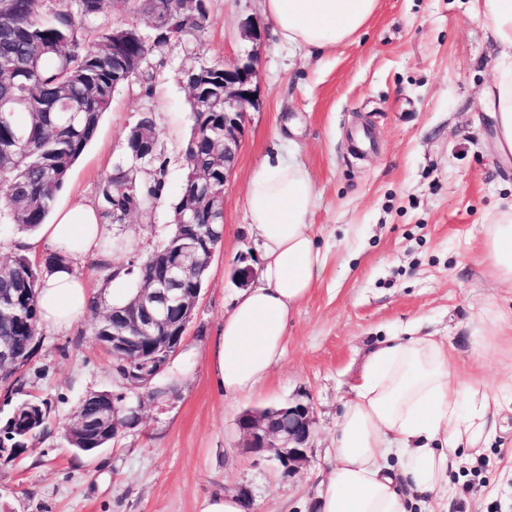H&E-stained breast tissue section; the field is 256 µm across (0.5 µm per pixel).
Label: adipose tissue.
Returning <instances> with one entry per match:
<instances>
[{
	"instance_id": "ef3b65f1",
	"label": "adipose tissue",
	"mask_w": 512,
	"mask_h": 512,
	"mask_svg": "<svg viewBox=\"0 0 512 512\" xmlns=\"http://www.w3.org/2000/svg\"><path fill=\"white\" fill-rule=\"evenodd\" d=\"M378 0H266L279 38L314 58L351 42L370 21ZM483 18L499 48L493 85L494 141L512 156V0H485ZM315 184L294 160L265 157L246 189L263 283L235 297L210 346L212 378L220 393H253L284 355L288 323L322 280L326 255L311 222ZM112 227L80 202L23 239L25 253L42 245L67 246L66 263L45 271L37 290L40 323L69 331L90 312L94 293L77 267L111 263L102 248ZM482 256L490 276L512 289V209L485 224ZM355 395L343 402L332 434L334 456L317 495L319 512H413L415 493L442 491L457 468L460 445L477 448L491 437L499 402L464 382L448 345L432 336H393L369 355Z\"/></svg>"
}]
</instances>
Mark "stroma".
I'll list each match as a JSON object with an SVG mask.
<instances>
[{
	"instance_id": "35a3bbf8",
	"label": "stroma",
	"mask_w": 512,
	"mask_h": 512,
	"mask_svg": "<svg viewBox=\"0 0 512 512\" xmlns=\"http://www.w3.org/2000/svg\"><path fill=\"white\" fill-rule=\"evenodd\" d=\"M210 23L196 39L154 48L149 80L115 93L93 141L55 205L98 201V185L122 161L126 137L142 115L154 123L166 161L160 200L113 225L123 260L159 249L170 229L191 131L182 69L230 61L258 49L250 111L224 195V241L217 248L196 315L170 368L156 378L163 397L129 390L80 322L63 334L39 331L19 375L15 401L50 403L46 430L19 457H0V512H198L215 488H246L253 512H318V486L333 453L330 431L342 400L371 350L391 336L444 338L463 381H482L501 398L512 371V290L481 261L483 227L512 204V163L494 152L491 101L497 47L482 21L483 0H379L356 40L308 60L280 42L264 0H209ZM262 29L260 46L242 34ZM297 133H288L287 124ZM372 146H355L359 132ZM303 163L317 199V242L327 255L323 279L288 323L283 358L249 395L224 396L212 383L207 340L239 286L235 269L260 270L246 183L263 157ZM493 309L506 327L478 331ZM128 393L137 426L107 448L85 454L62 425L86 394ZM308 399L316 420L310 462L291 474L249 453L236 419L244 411ZM442 500L422 495L416 512H512V412L479 453L461 450Z\"/></svg>"
}]
</instances>
